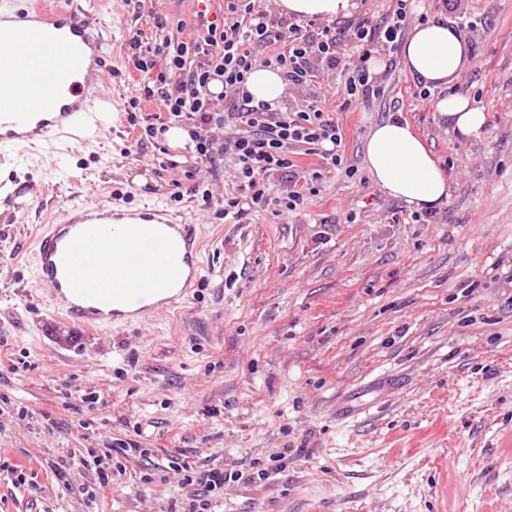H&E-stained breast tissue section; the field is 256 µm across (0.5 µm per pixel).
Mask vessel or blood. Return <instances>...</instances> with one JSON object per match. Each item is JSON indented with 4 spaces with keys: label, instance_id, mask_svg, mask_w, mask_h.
<instances>
[{
    "label": "vessel or blood",
    "instance_id": "vessel-or-blood-1",
    "mask_svg": "<svg viewBox=\"0 0 512 512\" xmlns=\"http://www.w3.org/2000/svg\"><path fill=\"white\" fill-rule=\"evenodd\" d=\"M99 0H0V152L66 137L85 142L111 124L102 90L108 42L92 27ZM123 233L110 241L111 225ZM200 225L159 204L76 202L39 238V283L57 313L98 332L173 309L202 280Z\"/></svg>",
    "mask_w": 512,
    "mask_h": 512
}]
</instances>
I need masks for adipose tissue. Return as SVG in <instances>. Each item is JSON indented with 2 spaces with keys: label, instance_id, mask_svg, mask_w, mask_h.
<instances>
[{
  "label": "adipose tissue",
  "instance_id": "adipose-tissue-1",
  "mask_svg": "<svg viewBox=\"0 0 512 512\" xmlns=\"http://www.w3.org/2000/svg\"><path fill=\"white\" fill-rule=\"evenodd\" d=\"M280 15L334 20L352 14V0H276ZM404 67L429 88L457 82L468 64L469 45L456 27L431 20L412 28L401 47ZM453 127L467 137H480L484 112L462 93L438 104ZM367 166L375 184L390 197L415 210H430L448 199V179L408 123L391 118L375 126L367 141Z\"/></svg>",
  "mask_w": 512,
  "mask_h": 512
}]
</instances>
